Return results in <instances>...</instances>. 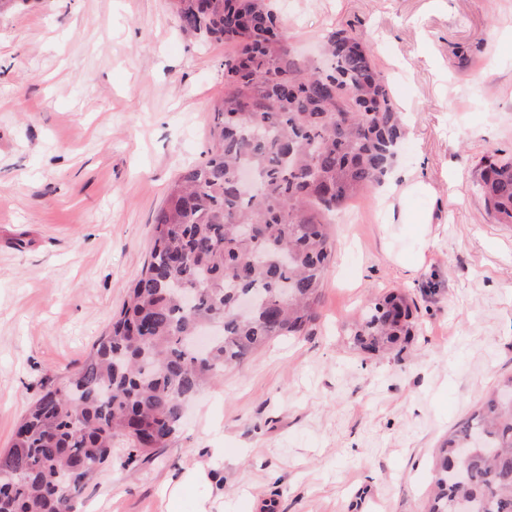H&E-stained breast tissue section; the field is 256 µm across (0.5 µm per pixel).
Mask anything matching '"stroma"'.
Here are the masks:
<instances>
[{
    "label": "stroma",
    "instance_id": "stroma-1",
    "mask_svg": "<svg viewBox=\"0 0 512 512\" xmlns=\"http://www.w3.org/2000/svg\"><path fill=\"white\" fill-rule=\"evenodd\" d=\"M291 43L365 33L409 133L391 178L333 226L311 335L280 338L191 402L155 461L114 464L79 512H425L441 441L512 373V224L483 158L512 157V0H278ZM232 44L184 35L171 0H16L0 11V450L108 329L149 258L171 182L204 160ZM414 213L427 232L408 224ZM408 293L402 351L349 330ZM208 480V471L202 467L195 466L184 474L182 479L173 487L169 495L168 510L176 512L180 494L189 484L203 483Z\"/></svg>",
    "mask_w": 512,
    "mask_h": 512
}]
</instances>
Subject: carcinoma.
<instances>
[{
    "instance_id": "carcinoma-1",
    "label": "carcinoma",
    "mask_w": 512,
    "mask_h": 512,
    "mask_svg": "<svg viewBox=\"0 0 512 512\" xmlns=\"http://www.w3.org/2000/svg\"><path fill=\"white\" fill-rule=\"evenodd\" d=\"M182 30L236 44L224 59L207 158L170 185L149 260L107 332L64 390L49 388L0 453V512H76L118 457L145 462L178 437L183 398L270 340L307 336L332 260L329 216L384 182L406 133L374 52L356 29L324 39L326 66L297 53L273 0H174ZM254 188L243 191L241 168ZM479 188L512 223V160L488 159ZM253 315L239 319L238 300ZM417 305L388 291L362 310L354 341L396 348ZM512 374L439 448L428 512H512ZM467 448L466 477L448 471ZM124 454H118V450Z\"/></svg>"
}]
</instances>
